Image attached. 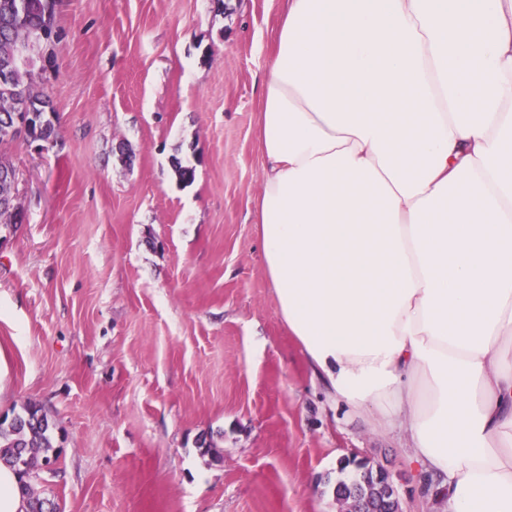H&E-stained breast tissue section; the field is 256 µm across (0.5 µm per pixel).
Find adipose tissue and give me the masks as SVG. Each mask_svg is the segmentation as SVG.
<instances>
[{
	"instance_id": "1",
	"label": "adipose tissue",
	"mask_w": 512,
	"mask_h": 512,
	"mask_svg": "<svg viewBox=\"0 0 512 512\" xmlns=\"http://www.w3.org/2000/svg\"><path fill=\"white\" fill-rule=\"evenodd\" d=\"M255 224L280 316L447 512H512V0H283Z\"/></svg>"
}]
</instances>
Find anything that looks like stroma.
<instances>
[{
	"instance_id": "stroma-1",
	"label": "stroma",
	"mask_w": 512,
	"mask_h": 512,
	"mask_svg": "<svg viewBox=\"0 0 512 512\" xmlns=\"http://www.w3.org/2000/svg\"><path fill=\"white\" fill-rule=\"evenodd\" d=\"M224 5L59 0L32 70L57 139L0 144L25 214L0 230V414L36 401L61 428L32 480L57 512H336L348 461L443 512L280 317L253 201L282 0Z\"/></svg>"
}]
</instances>
